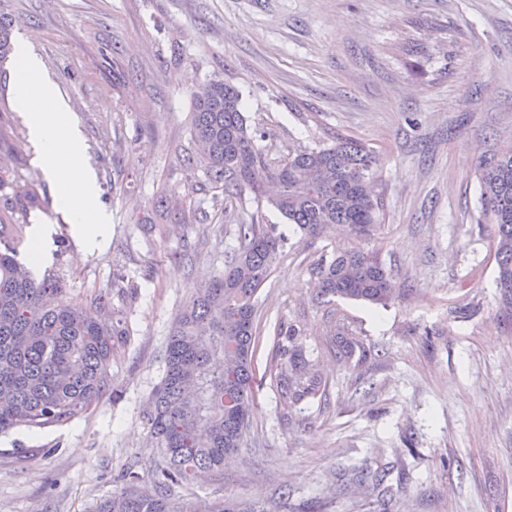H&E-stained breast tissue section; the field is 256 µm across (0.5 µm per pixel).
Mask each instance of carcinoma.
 Instances as JSON below:
<instances>
[{"instance_id":"carcinoma-1","label":"carcinoma","mask_w":512,"mask_h":512,"mask_svg":"<svg viewBox=\"0 0 512 512\" xmlns=\"http://www.w3.org/2000/svg\"><path fill=\"white\" fill-rule=\"evenodd\" d=\"M15 53L11 21L0 14V65ZM193 93L192 148L182 162L190 172V192L237 195L245 190L275 208L305 234L318 236L342 225L369 235L379 202L371 180L376 152L351 138L309 148L273 162L255 144L243 115L238 89L211 80ZM478 222L495 225L498 287L512 305V146L480 159ZM41 183L12 187L0 203V432L46 427L87 410L111 385L108 362L113 325L98 318L111 310L110 298H94L95 310L63 296L57 280H36L24 271L14 238L23 215L40 203ZM154 208L175 224L197 220L186 206L160 195ZM239 246L224 271L196 289L178 313L165 351V375L152 397L150 422L159 445L161 479L141 491L137 472L100 501L94 512H265L234 503H181L174 485L224 471L225 455L238 451L255 409L258 386L253 366L258 308L255 295L269 277L282 238L256 219L237 225ZM317 295L387 305L406 294L375 253L357 249L321 257L308 267ZM300 330L288 326V345L277 341L280 370L276 388L290 404L324 393L326 383L298 343ZM327 344L338 363L354 355L356 339L334 325Z\"/></svg>"}]
</instances>
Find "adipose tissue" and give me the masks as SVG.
Wrapping results in <instances>:
<instances>
[{"label":"adipose tissue","instance_id":"adipose-tissue-1","mask_svg":"<svg viewBox=\"0 0 512 512\" xmlns=\"http://www.w3.org/2000/svg\"><path fill=\"white\" fill-rule=\"evenodd\" d=\"M22 81L16 95L29 116V128L39 165L45 176L56 185L58 200L70 224L82 235L87 246L108 231L107 219L94 206L97 185L87 168L78 129L62 123L65 102L57 87L46 78L40 62L25 56Z\"/></svg>","mask_w":512,"mask_h":512}]
</instances>
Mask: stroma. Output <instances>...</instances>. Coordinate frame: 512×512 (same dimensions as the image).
Listing matches in <instances>:
<instances>
[{
  "instance_id": "obj_1",
  "label": "stroma",
  "mask_w": 512,
  "mask_h": 512,
  "mask_svg": "<svg viewBox=\"0 0 512 512\" xmlns=\"http://www.w3.org/2000/svg\"><path fill=\"white\" fill-rule=\"evenodd\" d=\"M0 12L65 100L110 217L101 244L82 250L46 180L15 246L28 254L34 226L49 225L46 269L83 304L111 291L124 331L112 385L86 412L0 433V512H93L131 467L153 485L148 403L170 331L237 249L235 226L255 218L283 238L257 294L258 408L223 475L173 487V498L270 512H512V308L475 176L512 132V0H0ZM19 67L0 69V160L27 179L38 161L15 98ZM211 79L240 90L270 157L338 136L373 148L374 234L306 235L247 191L189 196L191 92ZM161 193L190 197L202 219L160 221ZM351 245L379 252L406 298L317 303L308 265ZM335 321L362 361L327 351ZM281 324L301 328L325 398L281 400ZM380 472L385 493L373 487Z\"/></svg>"
}]
</instances>
